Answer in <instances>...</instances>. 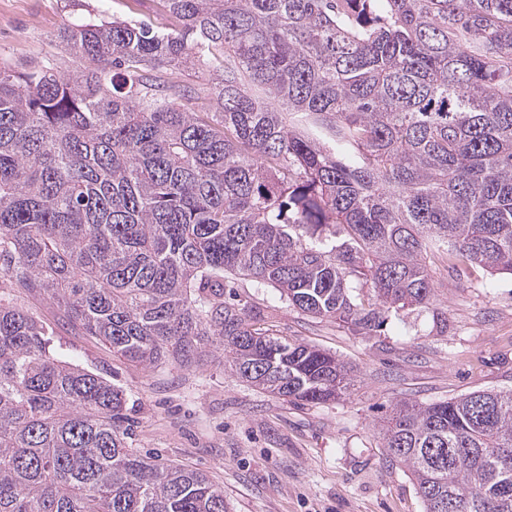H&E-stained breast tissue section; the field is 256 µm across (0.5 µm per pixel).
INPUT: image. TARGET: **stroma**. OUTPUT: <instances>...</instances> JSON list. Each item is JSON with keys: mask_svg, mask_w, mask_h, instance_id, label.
<instances>
[{"mask_svg": "<svg viewBox=\"0 0 512 512\" xmlns=\"http://www.w3.org/2000/svg\"><path fill=\"white\" fill-rule=\"evenodd\" d=\"M149 24L178 22L164 0H0V64L34 70L46 60L71 67L54 34L81 14ZM437 295L391 319L381 335L276 305L270 288L240 294L265 306L274 333L335 353L358 378L349 397L293 404L247 386L224 367L219 349L201 365L146 368L114 357L92 337L59 326L57 307L20 293L19 305L53 324L63 360L123 387L132 420L128 443L157 462L207 474L230 512H425L409 474L388 461L379 408L399 400H447L512 387V280L478 265L430 262ZM448 329L439 332L437 313Z\"/></svg>", "mask_w": 512, "mask_h": 512, "instance_id": "35a3bbf8", "label": "stroma"}]
</instances>
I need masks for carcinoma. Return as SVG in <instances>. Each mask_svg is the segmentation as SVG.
Masks as SVG:
<instances>
[{
  "label": "carcinoma",
  "mask_w": 512,
  "mask_h": 512,
  "mask_svg": "<svg viewBox=\"0 0 512 512\" xmlns=\"http://www.w3.org/2000/svg\"><path fill=\"white\" fill-rule=\"evenodd\" d=\"M166 7L169 33L64 23L67 74L0 66V512H228L129 447L124 389L60 359L17 292L129 362L218 345L248 385L324 405L350 370L239 281L375 336L433 302V255L512 278V0ZM167 67L216 74L214 108ZM381 440L425 512H512V387L396 402ZM16 294V302L30 309L33 313H35L41 320L53 325L57 323V319L59 318V311L57 307L52 304L49 300H40L34 299L32 297L27 296L25 293H15Z\"/></svg>",
  "instance_id": "1"
}]
</instances>
